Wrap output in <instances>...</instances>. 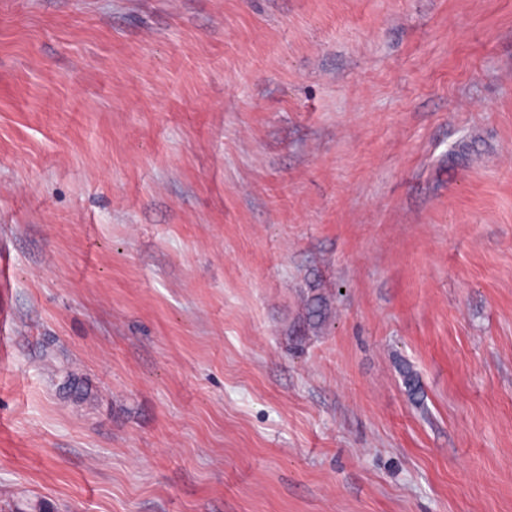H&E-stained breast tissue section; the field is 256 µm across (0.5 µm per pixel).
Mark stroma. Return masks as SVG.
Segmentation results:
<instances>
[{
    "label": "stroma",
    "mask_w": 512,
    "mask_h": 512,
    "mask_svg": "<svg viewBox=\"0 0 512 512\" xmlns=\"http://www.w3.org/2000/svg\"><path fill=\"white\" fill-rule=\"evenodd\" d=\"M0 512H512V0H0Z\"/></svg>",
    "instance_id": "stroma-1"
}]
</instances>
